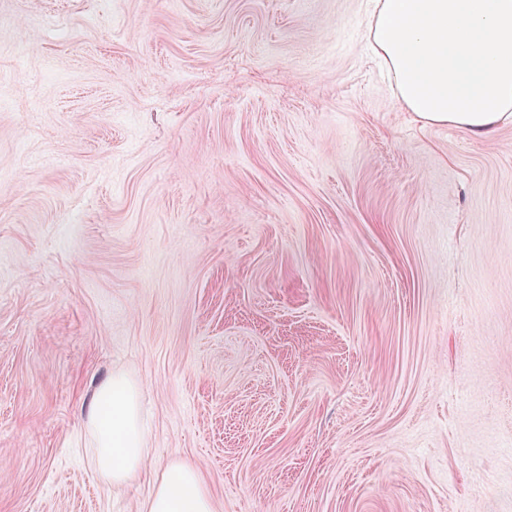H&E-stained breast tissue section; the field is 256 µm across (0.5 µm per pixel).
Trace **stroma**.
<instances>
[{"instance_id": "stroma-1", "label": "stroma", "mask_w": 512, "mask_h": 512, "mask_svg": "<svg viewBox=\"0 0 512 512\" xmlns=\"http://www.w3.org/2000/svg\"><path fill=\"white\" fill-rule=\"evenodd\" d=\"M367 27L0 0V512H143L176 463L212 512H512V125L413 122ZM87 425L95 442L96 468L110 484L125 481L143 465L147 448L138 392L123 375H112L95 390Z\"/></svg>"}]
</instances>
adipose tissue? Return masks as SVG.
Returning a JSON list of instances; mask_svg holds the SVG:
<instances>
[{
    "label": "adipose tissue",
    "instance_id": "ef3b65f1",
    "mask_svg": "<svg viewBox=\"0 0 512 512\" xmlns=\"http://www.w3.org/2000/svg\"><path fill=\"white\" fill-rule=\"evenodd\" d=\"M369 45L403 108L425 125L476 138L512 124V0H372ZM88 429L94 462L111 483L144 463L138 392L123 375L99 385ZM144 512H211L198 469L178 463L161 475Z\"/></svg>",
    "mask_w": 512,
    "mask_h": 512
}]
</instances>
